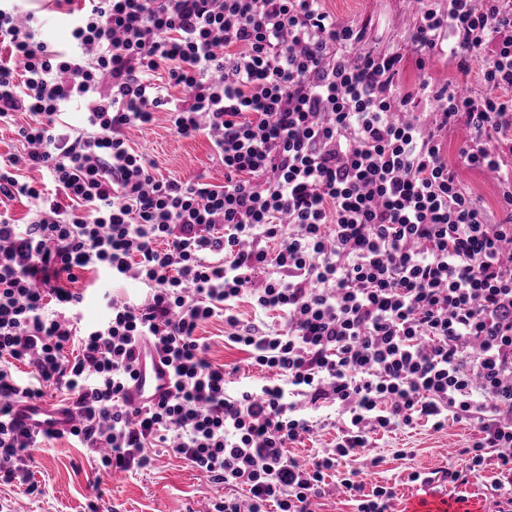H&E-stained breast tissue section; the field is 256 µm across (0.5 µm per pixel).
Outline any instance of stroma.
<instances>
[{
    "mask_svg": "<svg viewBox=\"0 0 512 512\" xmlns=\"http://www.w3.org/2000/svg\"><path fill=\"white\" fill-rule=\"evenodd\" d=\"M16 4L20 12L31 11L38 17L41 40L54 47L70 44L71 27L52 0H16ZM324 5L340 20L369 23L367 48L408 51L410 24L402 0H325ZM461 136L458 129L446 135L448 161L491 219H498V184L492 174L462 164ZM128 138L132 147L153 161L156 176L187 180L204 173L213 183L224 180V166L208 139L178 137L166 112H156L150 125L129 131ZM476 434L473 425L452 421L440 431L421 423L376 436L365 455L343 459L336 473L328 476L318 512H353L352 503L336 484L339 475L350 470L360 471L366 487L393 486L395 512H409L423 494L420 483L411 481V473L460 465L454 450L468 446ZM402 449L407 457H399ZM34 457L36 490L0 482V512H212L215 500L224 495L223 486L208 482L186 460L167 451L152 466L112 475L97 470L83 449L64 438L45 442ZM372 457L379 458L377 467H370Z\"/></svg>",
    "mask_w": 512,
    "mask_h": 512,
    "instance_id": "1",
    "label": "stroma"
}]
</instances>
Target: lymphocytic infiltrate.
Wrapping results in <instances>:
<instances>
[{
    "label": "lymphocytic infiltrate",
    "instance_id": "lymphocytic-infiltrate-1",
    "mask_svg": "<svg viewBox=\"0 0 512 512\" xmlns=\"http://www.w3.org/2000/svg\"><path fill=\"white\" fill-rule=\"evenodd\" d=\"M414 2L408 54L361 51L367 25L322 0H55L73 40L56 50L34 14L0 5V125L24 144L0 154V198L30 205L23 221L0 209L1 480L29 481L59 438L13 417L50 385L103 469L171 450L223 485L215 512H312L340 459L419 419L475 422L465 467L437 480L453 497L493 466L496 512H512V0ZM436 57L457 78L428 77ZM476 60L481 94L459 83ZM160 109L178 136L210 139L223 183L155 177L127 132ZM460 123L464 161L497 175V223L445 156L441 133ZM88 273L149 292L104 295L86 326ZM214 318L277 383L234 385L207 359L197 331ZM148 351L171 386L137 404ZM328 407L334 448L297 463L289 445ZM339 483L354 512H392L391 487Z\"/></svg>",
    "mask_w": 512,
    "mask_h": 512
}]
</instances>
